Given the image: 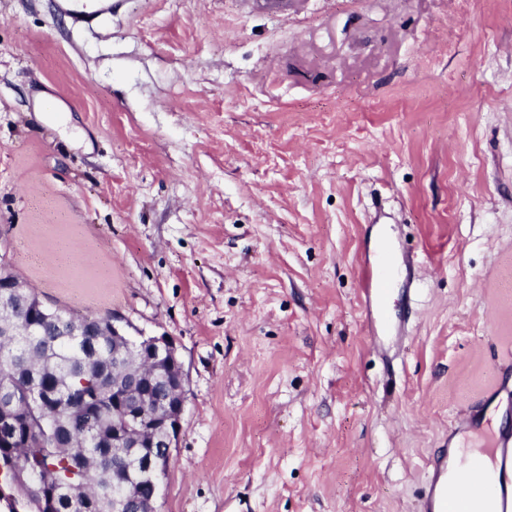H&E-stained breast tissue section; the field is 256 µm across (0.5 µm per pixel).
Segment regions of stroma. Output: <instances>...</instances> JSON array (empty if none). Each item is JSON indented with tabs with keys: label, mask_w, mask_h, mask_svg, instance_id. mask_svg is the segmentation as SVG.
I'll use <instances>...</instances> for the list:
<instances>
[{
	"label": "stroma",
	"mask_w": 512,
	"mask_h": 512,
	"mask_svg": "<svg viewBox=\"0 0 512 512\" xmlns=\"http://www.w3.org/2000/svg\"><path fill=\"white\" fill-rule=\"evenodd\" d=\"M263 2L0 0V256L175 343L158 512H418L512 432V0ZM60 12L70 16L74 22L87 27L98 26L101 20L112 15V0H57ZM361 295L369 327L373 321H382L384 326L387 320L382 318L380 301L384 288L392 276H397V271L393 272V265L387 250L381 248L378 250L373 262L364 264L361 269Z\"/></svg>",
	"instance_id": "stroma-1"
}]
</instances>
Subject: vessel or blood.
Instances as JSON below:
<instances>
[{
  "label": "vessel or blood",
  "mask_w": 512,
  "mask_h": 512,
  "mask_svg": "<svg viewBox=\"0 0 512 512\" xmlns=\"http://www.w3.org/2000/svg\"><path fill=\"white\" fill-rule=\"evenodd\" d=\"M57 8L74 22L94 27L111 15L112 0H58ZM392 275L387 250H378L373 262L363 265L361 295L367 321L381 320V296ZM488 500L495 503L497 512H512V434L494 438L464 474L449 475L447 455L434 458L421 510L448 512L451 503L463 501L472 505V512H481L480 503Z\"/></svg>",
  "instance_id": "b4317fda"
}]
</instances>
